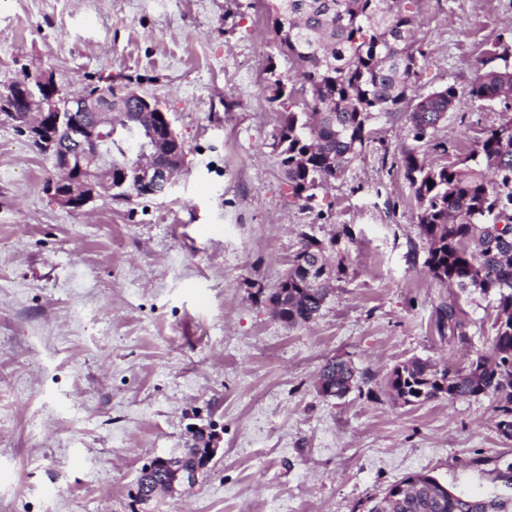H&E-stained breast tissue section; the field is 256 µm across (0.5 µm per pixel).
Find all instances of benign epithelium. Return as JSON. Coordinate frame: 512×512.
<instances>
[{
    "mask_svg": "<svg viewBox=\"0 0 512 512\" xmlns=\"http://www.w3.org/2000/svg\"><path fill=\"white\" fill-rule=\"evenodd\" d=\"M39 85H18L9 92L11 104L5 116L27 126L32 139L43 144L58 175L46 189L56 201L73 210L90 202L121 194L130 183L147 196L165 195L177 183L183 168L184 147L172 123L158 104L129 87L99 89L62 100L53 90L51 74L38 76ZM127 112L124 129L145 137L136 141V159L116 137L115 113ZM209 436L207 447L196 449L195 464L181 467V454L157 456L145 470L168 471L172 483L188 487L198 482L218 455L219 437L207 428L194 427L191 434Z\"/></svg>",
    "mask_w": 512,
    "mask_h": 512,
    "instance_id": "7a95c632",
    "label": "benign epithelium"
}]
</instances>
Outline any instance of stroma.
Segmentation results:
<instances>
[{
	"instance_id": "obj_1",
	"label": "stroma",
	"mask_w": 512,
	"mask_h": 512,
	"mask_svg": "<svg viewBox=\"0 0 512 512\" xmlns=\"http://www.w3.org/2000/svg\"><path fill=\"white\" fill-rule=\"evenodd\" d=\"M426 52L419 92L467 89L490 46L512 51V0H411ZM266 0H0V88L54 74L66 92L122 78L157 101L184 145L164 197L62 207L51 159L0 115V512H133L144 464L214 427L221 450L162 512H353L427 473L472 497L512 495V439L491 397L393 402L412 357L460 363L493 334L494 296L428 272L401 164L404 119L375 121L343 176L296 199L272 147L271 75L288 62ZM276 71H268V63ZM512 117L463 97L428 160L465 157ZM338 268L319 317L290 328L269 296L301 233ZM458 301L469 338L439 331ZM340 357L362 383L315 388Z\"/></svg>"
}]
</instances>
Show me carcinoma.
Returning a JSON list of instances; mask_svg holds the SVG:
<instances>
[{
	"mask_svg": "<svg viewBox=\"0 0 512 512\" xmlns=\"http://www.w3.org/2000/svg\"><path fill=\"white\" fill-rule=\"evenodd\" d=\"M278 53L297 66V80L269 82L268 100L285 109L273 134L281 166L299 200L339 178L372 137L374 120L400 112L408 136L431 138L460 97L453 86L415 94L424 51L416 46L415 16L400 0H268ZM473 101L512 96V66L474 67L467 89ZM402 165L419 204L418 223L429 249L426 265L448 288L475 289L496 297L488 353L464 366L410 358L386 379L391 397L404 405L490 396L495 426L512 439V119L486 130L462 160L433 166L417 148L403 151ZM325 246L301 233L288 275L270 296L275 319L288 327L320 315L331 271ZM461 310L439 309V327L462 344ZM356 384L354 368L331 359L317 387L333 398ZM365 512H512V498H472L445 491L435 477L416 473L368 500Z\"/></svg>",
	"mask_w": 512,
	"mask_h": 512,
	"instance_id": "obj_1",
	"label": "carcinoma"
}]
</instances>
